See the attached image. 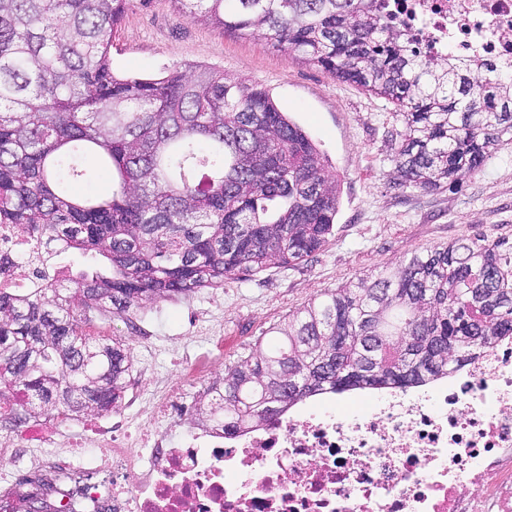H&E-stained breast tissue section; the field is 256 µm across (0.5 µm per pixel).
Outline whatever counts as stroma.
Masks as SVG:
<instances>
[{
	"mask_svg": "<svg viewBox=\"0 0 512 512\" xmlns=\"http://www.w3.org/2000/svg\"><path fill=\"white\" fill-rule=\"evenodd\" d=\"M110 58L120 75L154 78L203 65L263 86L328 158L340 190L334 232L306 261L243 273L223 287L150 303L127 318L91 314L87 333L131 348L140 416L152 410L154 373L179 375L194 336L223 337L224 356L213 365L219 380L226 368L258 354L269 328L359 275L482 233L512 241V139L458 187L396 188L388 176L389 133L396 126L391 105L269 40L225 33L180 17L172 0H151L131 5L114 27Z\"/></svg>",
	"mask_w": 512,
	"mask_h": 512,
	"instance_id": "stroma-1",
	"label": "stroma"
}]
</instances>
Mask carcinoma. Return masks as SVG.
<instances>
[{"label": "carcinoma", "mask_w": 512, "mask_h": 512, "mask_svg": "<svg viewBox=\"0 0 512 512\" xmlns=\"http://www.w3.org/2000/svg\"><path fill=\"white\" fill-rule=\"evenodd\" d=\"M133 0H0V224L103 258L28 292L0 289V396L45 416L116 409L132 360L87 335V314L220 288L299 263L333 234L323 153L269 92L203 66L117 75L112 29ZM182 16L268 39L393 106L391 182L459 185L512 134V66L410 54L372 0H174ZM112 194L67 187L93 162ZM227 369L202 422L231 432L324 391L406 387L512 336V242L451 241L363 274L270 329Z\"/></svg>", "instance_id": "cac0c4a2"}]
</instances>
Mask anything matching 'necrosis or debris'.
I'll return each mask as SVG.
<instances>
[{"mask_svg": "<svg viewBox=\"0 0 512 512\" xmlns=\"http://www.w3.org/2000/svg\"><path fill=\"white\" fill-rule=\"evenodd\" d=\"M380 8L430 59L512 61V0ZM43 250L27 225L0 224V288L35 286ZM203 342L181 376H155L146 420L135 390L85 439L61 414L0 433V503L34 493L49 474L37 512H512V337L423 383L366 388L345 403L319 394L257 427L200 424L180 435L182 390L224 355L223 337ZM88 448L105 449L107 465Z\"/></svg>", "mask_w": 512, "mask_h": 512, "instance_id": "necrosis-or-debris-1", "label": "necrosis or debris"}]
</instances>
